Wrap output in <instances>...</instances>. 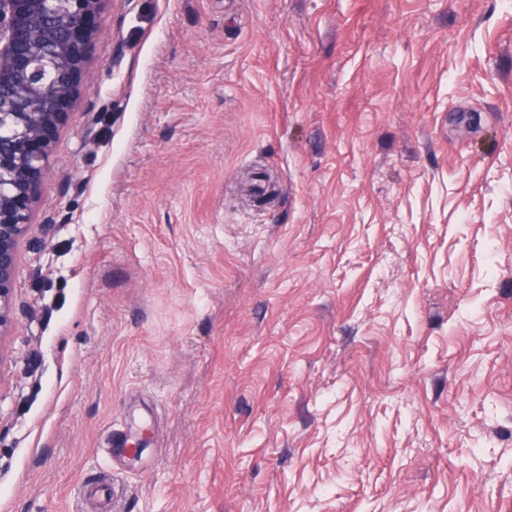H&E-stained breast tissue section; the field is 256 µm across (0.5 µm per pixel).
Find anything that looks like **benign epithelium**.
Here are the masks:
<instances>
[{
  "label": "benign epithelium",
  "instance_id": "1",
  "mask_svg": "<svg viewBox=\"0 0 512 512\" xmlns=\"http://www.w3.org/2000/svg\"><path fill=\"white\" fill-rule=\"evenodd\" d=\"M103 0H0V341L13 323L18 244L40 196L57 129L100 30ZM54 75L49 89L46 78Z\"/></svg>",
  "mask_w": 512,
  "mask_h": 512
}]
</instances>
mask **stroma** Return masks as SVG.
<instances>
[{
	"mask_svg": "<svg viewBox=\"0 0 512 512\" xmlns=\"http://www.w3.org/2000/svg\"><path fill=\"white\" fill-rule=\"evenodd\" d=\"M95 23L18 246L0 512L103 473L112 512H512V0Z\"/></svg>",
	"mask_w": 512,
	"mask_h": 512,
	"instance_id": "35a3bbf8",
	"label": "stroma"
}]
</instances>
